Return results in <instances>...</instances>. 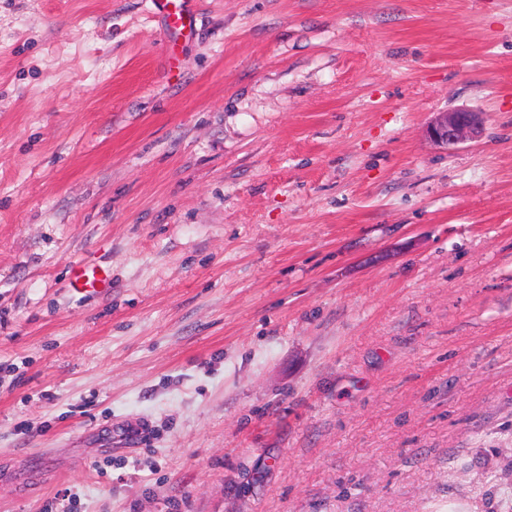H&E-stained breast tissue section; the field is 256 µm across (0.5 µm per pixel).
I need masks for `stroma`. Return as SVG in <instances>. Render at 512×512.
I'll return each mask as SVG.
<instances>
[{"label":"stroma","mask_w":512,"mask_h":512,"mask_svg":"<svg viewBox=\"0 0 512 512\" xmlns=\"http://www.w3.org/2000/svg\"><path fill=\"white\" fill-rule=\"evenodd\" d=\"M193 9L0 0V512H512V0ZM193 0H152L155 9L163 14L169 27L181 32L190 29L193 22ZM484 123L482 113L457 108L439 112L428 126L427 135L436 145L448 148L479 137ZM109 271L95 266L76 263L71 270L69 287L79 293H103L110 284Z\"/></svg>","instance_id":"35a3bbf8"}]
</instances>
